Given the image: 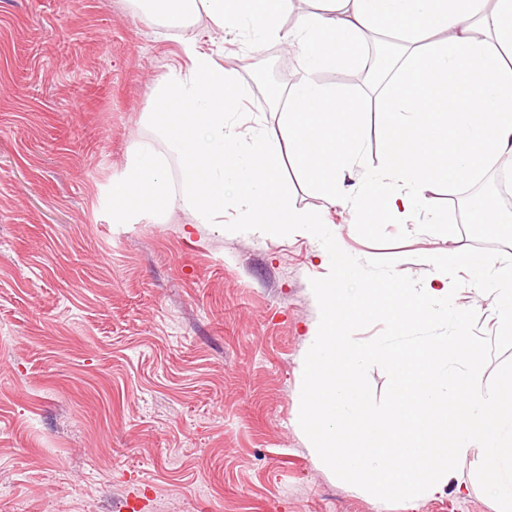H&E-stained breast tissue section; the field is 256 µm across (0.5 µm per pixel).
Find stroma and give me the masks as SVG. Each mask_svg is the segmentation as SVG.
Returning a JSON list of instances; mask_svg holds the SVG:
<instances>
[{"instance_id":"35a3bbf8","label":"stroma","mask_w":512,"mask_h":512,"mask_svg":"<svg viewBox=\"0 0 512 512\" xmlns=\"http://www.w3.org/2000/svg\"><path fill=\"white\" fill-rule=\"evenodd\" d=\"M220 50L243 93L245 135L277 127L263 76L304 73L299 51L214 24L167 29L130 0H0V512H497L478 483L388 504L339 480L299 423L319 241L197 223L112 221L110 185L155 134L152 88L188 69L185 41ZM317 84L370 101L362 63ZM335 204L286 174L299 211L340 247L425 258L470 246L447 183L368 224L360 177L382 171L379 114Z\"/></svg>"}]
</instances>
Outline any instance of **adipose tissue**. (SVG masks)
Returning <instances> with one entry per match:
<instances>
[{"mask_svg":"<svg viewBox=\"0 0 512 512\" xmlns=\"http://www.w3.org/2000/svg\"><path fill=\"white\" fill-rule=\"evenodd\" d=\"M145 16L167 27L206 19L249 31L257 40L298 46L304 75L286 92L277 130L241 137L227 115L236 90L222 55L198 43L184 46L191 66L154 88L147 119L177 152L178 190H171L167 159L150 141L138 143L112 178V219L134 223L167 216L175 199L200 224L224 221L228 181H235L245 221L281 227L316 225L314 212L288 207L282 173L321 196L336 195V177L353 165L364 141V104L318 85L316 70L352 62L369 32L399 41L388 60L391 76L377 100L385 118L380 145L386 169L364 175L374 221L401 219L418 203L420 184L444 181L449 194L512 155V0H326L322 12L283 19L292 0H138Z\"/></svg>","mask_w":512,"mask_h":512,"instance_id":"1","label":"adipose tissue"}]
</instances>
